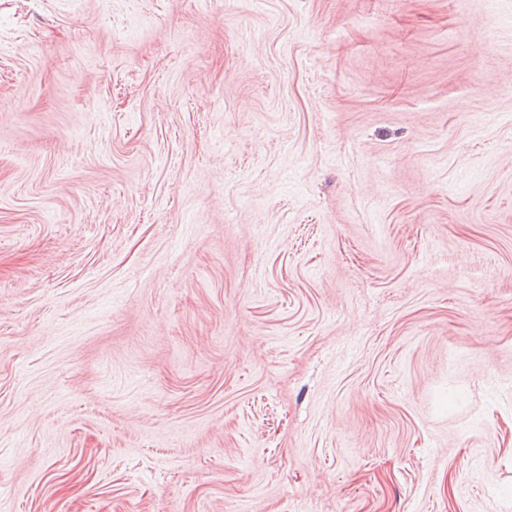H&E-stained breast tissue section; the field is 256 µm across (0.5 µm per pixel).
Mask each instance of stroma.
I'll list each match as a JSON object with an SVG mask.
<instances>
[{
    "label": "stroma",
    "instance_id": "obj_1",
    "mask_svg": "<svg viewBox=\"0 0 512 512\" xmlns=\"http://www.w3.org/2000/svg\"><path fill=\"white\" fill-rule=\"evenodd\" d=\"M0 512H512V0H0Z\"/></svg>",
    "mask_w": 512,
    "mask_h": 512
}]
</instances>
